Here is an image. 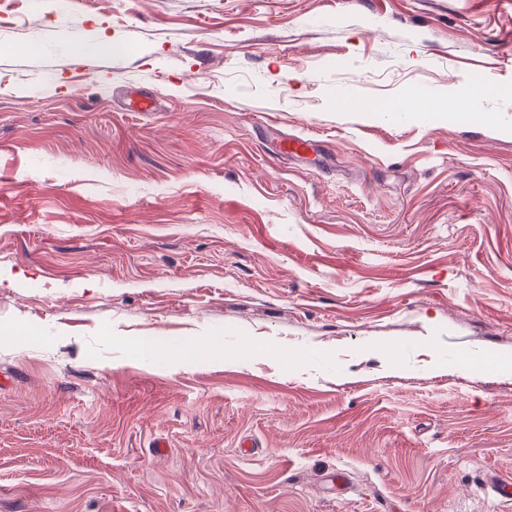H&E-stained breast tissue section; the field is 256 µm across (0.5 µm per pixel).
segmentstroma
<instances>
[{
  "mask_svg": "<svg viewBox=\"0 0 512 512\" xmlns=\"http://www.w3.org/2000/svg\"><path fill=\"white\" fill-rule=\"evenodd\" d=\"M0 324V512H512V0H17ZM140 347L143 350L155 352L163 357H173L185 352L201 349V346L189 340L160 341L151 337L143 338L140 342Z\"/></svg>",
  "mask_w": 512,
  "mask_h": 512,
  "instance_id": "35a3bbf8",
  "label": "stroma"
}]
</instances>
